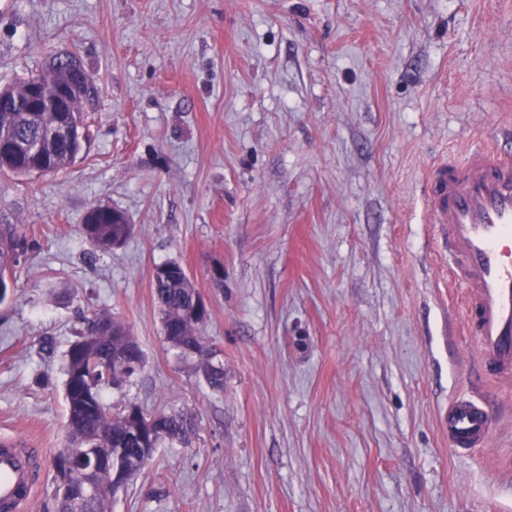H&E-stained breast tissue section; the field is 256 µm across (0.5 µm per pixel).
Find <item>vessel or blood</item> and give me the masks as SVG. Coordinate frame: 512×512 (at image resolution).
I'll return each mask as SVG.
<instances>
[{"label": "vessel or blood", "instance_id": "b4317fda", "mask_svg": "<svg viewBox=\"0 0 512 512\" xmlns=\"http://www.w3.org/2000/svg\"><path fill=\"white\" fill-rule=\"evenodd\" d=\"M430 220L448 231V264L472 290L467 328L485 370L512 368V158L486 149L438 163L428 174ZM449 444L460 451L486 443L487 404L459 396L443 416ZM46 467L32 440L0 437V512H27Z\"/></svg>", "mask_w": 512, "mask_h": 512}]
</instances>
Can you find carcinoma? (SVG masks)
<instances>
[{"instance_id": "carcinoma-1", "label": "carcinoma", "mask_w": 512, "mask_h": 512, "mask_svg": "<svg viewBox=\"0 0 512 512\" xmlns=\"http://www.w3.org/2000/svg\"><path fill=\"white\" fill-rule=\"evenodd\" d=\"M68 73L62 65L45 68L41 72L19 79L6 88L24 98L28 90L38 89L43 97L55 94L57 83ZM78 88L66 105L64 112H40L32 120L22 112L0 108V142L21 145L34 142L39 151L28 153L9 148L0 150V170L15 175H31L37 168L44 175L66 169L80 153L85 129V114L98 97V82L82 71L75 74ZM133 225L112 221V210L91 208L85 216L83 232L92 246L109 251L131 234ZM25 246L15 224H0V303L11 294L14 282L13 269ZM153 295L162 315L163 333L167 341L186 352L193 348L201 356L209 355L203 340L197 334V326L205 314L195 312L201 297L185 269L178 263L165 262L155 266L152 278ZM144 353L131 336L125 324L110 316L96 317L85 335L78 336L66 351L64 396L67 405L65 422L67 448L126 449L121 462L129 469L143 470L134 466L142 458L141 443L127 437L128 423L123 420L128 410L140 418L158 419L164 433L172 440L185 442L193 434L192 418L185 414L148 413L137 404H128L112 410L100 395L104 384L120 386L128 382L143 366ZM208 384L221 390L224 387V369L207 361L201 366ZM95 487L88 503V512H110L112 483L106 471L87 477Z\"/></svg>"}]
</instances>
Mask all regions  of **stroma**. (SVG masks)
Instances as JSON below:
<instances>
[{
  "label": "stroma",
  "mask_w": 512,
  "mask_h": 512,
  "mask_svg": "<svg viewBox=\"0 0 512 512\" xmlns=\"http://www.w3.org/2000/svg\"><path fill=\"white\" fill-rule=\"evenodd\" d=\"M73 53L100 83L64 171L0 173L26 241L0 303V434L64 446L65 353L109 313L143 368L118 408L194 416L112 512H512V373L477 368L424 188L512 128V0H0V87ZM124 212L109 251L87 211ZM189 274L224 368L167 343L156 265ZM483 395L460 453L441 417ZM116 218L128 222V217L112 209L92 207L85 216L83 232L92 246L100 251L112 250L119 246L131 234L132 224L112 223ZM449 444L465 451L486 443L490 436L491 415L487 404L472 396H458L448 403L443 416Z\"/></svg>",
  "instance_id": "35a3bbf8"
}]
</instances>
